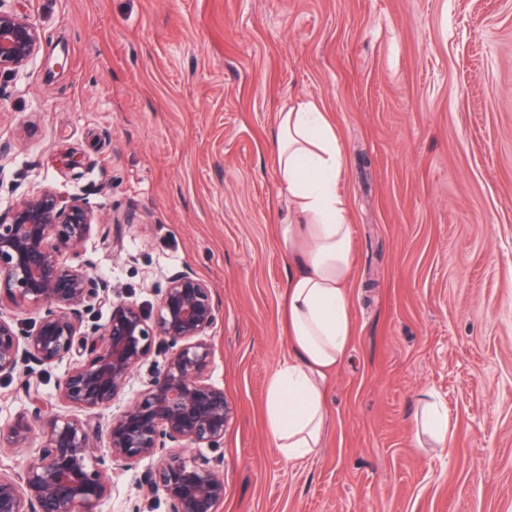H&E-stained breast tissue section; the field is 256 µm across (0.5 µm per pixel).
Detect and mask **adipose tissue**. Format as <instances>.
Returning a JSON list of instances; mask_svg holds the SVG:
<instances>
[{
  "instance_id": "adipose-tissue-1",
  "label": "adipose tissue",
  "mask_w": 512,
  "mask_h": 512,
  "mask_svg": "<svg viewBox=\"0 0 512 512\" xmlns=\"http://www.w3.org/2000/svg\"><path fill=\"white\" fill-rule=\"evenodd\" d=\"M272 150L280 192L293 213L279 227V244L290 258L285 300L291 353L269 380L265 425L292 461L319 447L328 419L325 380L351 344L353 227L340 190L343 150L316 102L295 100L283 107Z\"/></svg>"
}]
</instances>
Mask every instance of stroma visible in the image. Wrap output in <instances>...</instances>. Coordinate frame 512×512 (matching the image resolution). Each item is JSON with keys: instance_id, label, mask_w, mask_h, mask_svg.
<instances>
[{"instance_id": "stroma-1", "label": "stroma", "mask_w": 512, "mask_h": 512, "mask_svg": "<svg viewBox=\"0 0 512 512\" xmlns=\"http://www.w3.org/2000/svg\"><path fill=\"white\" fill-rule=\"evenodd\" d=\"M40 41L0 77V213L89 201L81 251L113 296L156 306L185 267L221 318L232 407L219 512H512V0H5ZM320 104L351 204L353 337L321 445L290 461L264 422L288 357L270 151ZM446 448L417 437L425 396ZM115 470L99 512H168Z\"/></svg>"}]
</instances>
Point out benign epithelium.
<instances>
[{
    "label": "benign epithelium",
    "instance_id": "1",
    "mask_svg": "<svg viewBox=\"0 0 512 512\" xmlns=\"http://www.w3.org/2000/svg\"><path fill=\"white\" fill-rule=\"evenodd\" d=\"M39 40L29 19L0 8V75L23 70ZM92 223L86 199L65 200L50 189L0 216V305L37 314L23 326L0 312V377H24L33 406L0 427V447L40 438L21 472L0 471V512H98L113 471L145 459L152 465L143 484L163 495L169 512H218V450L231 417L224 389L211 382L219 306L208 283L184 268L166 276L152 316L120 299L105 324L85 323L109 300L108 283L92 276L79 252ZM64 360L74 366L58 380L56 399L76 410L67 416L29 384L38 369ZM147 363L140 389L100 426L92 413L111 408Z\"/></svg>",
    "mask_w": 512,
    "mask_h": 512
}]
</instances>
